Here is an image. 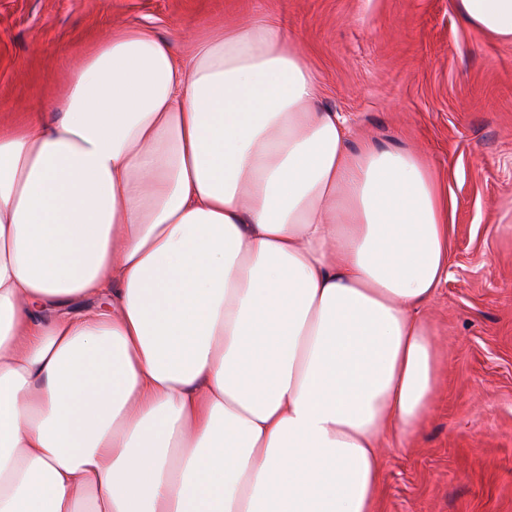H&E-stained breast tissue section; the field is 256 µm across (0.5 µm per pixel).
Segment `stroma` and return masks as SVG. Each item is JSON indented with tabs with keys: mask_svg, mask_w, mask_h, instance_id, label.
<instances>
[{
	"mask_svg": "<svg viewBox=\"0 0 512 512\" xmlns=\"http://www.w3.org/2000/svg\"><path fill=\"white\" fill-rule=\"evenodd\" d=\"M259 17L305 54L350 146L419 149L448 193V279L421 310L437 395L418 433L383 441L375 512H512V40L455 0H0V121L40 111L121 26L181 57L184 32Z\"/></svg>",
	"mask_w": 512,
	"mask_h": 512,
	"instance_id": "1",
	"label": "stroma"
}]
</instances>
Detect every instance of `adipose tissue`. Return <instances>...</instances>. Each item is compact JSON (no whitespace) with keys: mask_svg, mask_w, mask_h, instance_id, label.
Instances as JSON below:
<instances>
[{"mask_svg":"<svg viewBox=\"0 0 512 512\" xmlns=\"http://www.w3.org/2000/svg\"><path fill=\"white\" fill-rule=\"evenodd\" d=\"M455 4L512 40V0ZM319 98L267 20L183 58L132 25L0 127V512H373L432 404L448 201Z\"/></svg>","mask_w":512,"mask_h":512,"instance_id":"adipose-tissue-1","label":"adipose tissue"}]
</instances>
